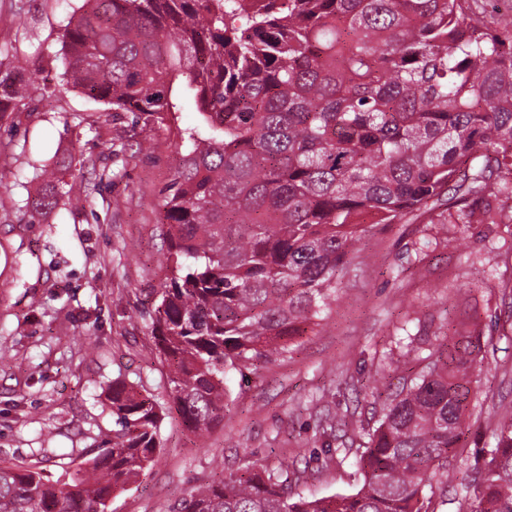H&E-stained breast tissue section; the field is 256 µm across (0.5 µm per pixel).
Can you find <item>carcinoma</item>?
<instances>
[{"label":"carcinoma","instance_id":"carcinoma-1","mask_svg":"<svg viewBox=\"0 0 512 512\" xmlns=\"http://www.w3.org/2000/svg\"><path fill=\"white\" fill-rule=\"evenodd\" d=\"M63 76L114 112L164 123L190 100L199 127L164 189L172 264L151 335L170 401L195 430L224 421L226 380L246 378L319 326L353 243L388 224L512 223V13L479 0H82L63 26ZM35 85L0 86V118ZM25 208L70 204L55 171L34 174ZM382 402L379 425L326 414L366 439L350 494L305 496L301 472L247 468L191 489L172 512H436L452 485L478 362L462 338ZM112 450L61 485L0 460V512H106L150 468L162 407L123 381L106 396ZM470 512H512V405L475 470Z\"/></svg>","mask_w":512,"mask_h":512}]
</instances>
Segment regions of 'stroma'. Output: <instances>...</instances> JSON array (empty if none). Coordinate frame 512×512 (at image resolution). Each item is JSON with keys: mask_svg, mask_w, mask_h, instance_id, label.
<instances>
[{"mask_svg": "<svg viewBox=\"0 0 512 512\" xmlns=\"http://www.w3.org/2000/svg\"><path fill=\"white\" fill-rule=\"evenodd\" d=\"M78 0H0V80L21 75L39 90L28 112L0 120V459L38 465L67 481L84 460L111 447L115 422L103 402L113 380L155 396L163 408L154 465L112 499L107 512H169L216 472L279 461L303 467L318 450L326 409L354 410L365 427L381 413L356 400L371 377L398 383L418 358L458 337L478 336L479 393L457 463L455 495L437 512H464L463 488L495 444L494 411L512 402V224H394L361 237L342 290L320 326L287 356L243 381L232 375L223 422L191 430L171 409L166 368L154 353L151 293L167 264L158 224L163 189L182 161L177 130L200 126L192 104L168 129L115 112L62 80L61 28ZM71 154V194L83 208L39 219L23 207L36 168ZM355 444L335 464L307 473L303 494L353 492L362 475Z\"/></svg>", "mask_w": 512, "mask_h": 512, "instance_id": "35a3bbf8", "label": "stroma"}]
</instances>
